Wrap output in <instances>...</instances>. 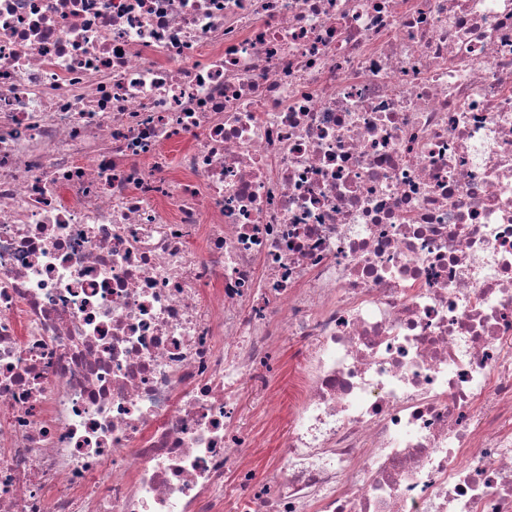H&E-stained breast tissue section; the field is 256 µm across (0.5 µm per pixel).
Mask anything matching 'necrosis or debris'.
<instances>
[{
	"mask_svg": "<svg viewBox=\"0 0 512 512\" xmlns=\"http://www.w3.org/2000/svg\"><path fill=\"white\" fill-rule=\"evenodd\" d=\"M0 512H512V0H0ZM280 366L274 376L276 389L277 409L280 410L284 417L288 410V393L290 387L291 368L288 366V343L284 344V348L278 351Z\"/></svg>",
	"mask_w": 512,
	"mask_h": 512,
	"instance_id": "necrosis-or-debris-1",
	"label": "necrosis or debris"
}]
</instances>
